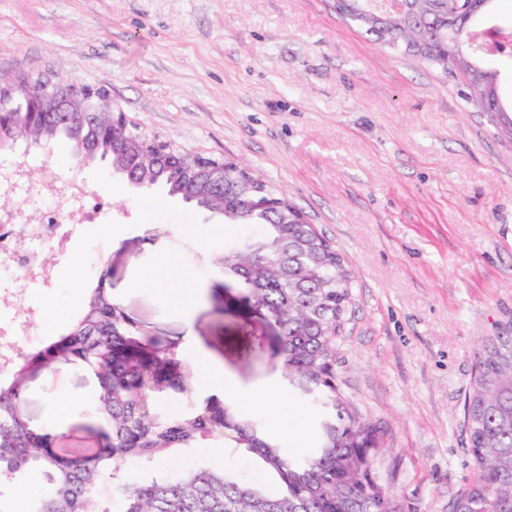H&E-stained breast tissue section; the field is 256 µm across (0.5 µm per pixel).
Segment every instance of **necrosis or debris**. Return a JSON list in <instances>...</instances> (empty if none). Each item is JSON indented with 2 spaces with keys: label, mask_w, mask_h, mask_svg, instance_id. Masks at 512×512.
<instances>
[{
  "label": "necrosis or debris",
  "mask_w": 512,
  "mask_h": 512,
  "mask_svg": "<svg viewBox=\"0 0 512 512\" xmlns=\"http://www.w3.org/2000/svg\"><path fill=\"white\" fill-rule=\"evenodd\" d=\"M38 167L56 183L53 206L45 208L41 221L32 225L27 248H17L11 235L13 225L21 223L30 203L46 195V188L33 187L28 176L29 165L20 162L7 174H0V281L23 279L40 288H51L56 281V267L47 261L42 243L52 240L57 254H64L81 228L75 216L92 221L101 216L100 205L91 203L85 182L77 176L66 181L56 178L60 168L58 151L40 155ZM40 318V311L28 302L13 305L8 317H0V378L7 370L5 360L13 346H26L31 328Z\"/></svg>",
  "instance_id": "obj_1"
}]
</instances>
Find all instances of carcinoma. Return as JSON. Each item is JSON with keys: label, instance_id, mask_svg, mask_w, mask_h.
Returning a JSON list of instances; mask_svg holds the SVG:
<instances>
[{"label": "carcinoma", "instance_id": "cac0c4a2", "mask_svg": "<svg viewBox=\"0 0 512 512\" xmlns=\"http://www.w3.org/2000/svg\"><path fill=\"white\" fill-rule=\"evenodd\" d=\"M337 12L373 41L434 51L425 63L443 68L450 52L466 58L465 97L484 112L503 115L495 92L496 72L483 67L485 54L471 48L472 18L448 22V0H410L409 13L390 12L383 0H344ZM28 77L0 75V106L27 107ZM118 147L135 151L150 143V188L173 197L193 189L184 177L182 150L139 125L118 131ZM36 143L52 139L72 158L104 142L90 117L78 120L54 112L26 130ZM210 209L235 227L258 224L259 235L224 245L219 263L246 290V298L280 324V353L290 380L308 394L321 415L317 447L289 455L271 442L256 419H243L221 400L200 399L195 373L186 367L162 377L179 359L174 343L143 334L111 302L106 273L85 294L78 318L67 333L34 351L20 353L11 377L0 382V512H16L22 483H44L48 492L30 498L27 512H394L388 491L373 469L381 444L379 431L362 421L336 389V340L340 335L351 275L343 258L314 225L297 214L288 199L258 175L224 161V187L212 188ZM150 349L153 364L137 368L122 354ZM80 361L101 382L99 395L82 411L108 424L91 456L51 451L53 437L31 430L16 410L29 373L58 363ZM170 393L179 401L171 412L159 408ZM470 451L477 475L465 484L451 512H512V330L483 341L465 403ZM221 441L245 448L277 476L273 489L241 479L223 468L207 467L139 484L121 479L133 461H163L178 448Z\"/></svg>", "mask_w": 512, "mask_h": 512}]
</instances>
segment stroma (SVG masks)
<instances>
[{
  "instance_id": "35a3bbf8",
  "label": "stroma",
  "mask_w": 512,
  "mask_h": 512,
  "mask_svg": "<svg viewBox=\"0 0 512 512\" xmlns=\"http://www.w3.org/2000/svg\"><path fill=\"white\" fill-rule=\"evenodd\" d=\"M0 74L53 75L108 92L116 109L182 149L231 158L280 189L344 256L354 275L338 338L336 383L384 435L374 470L396 512H450L476 475L464 403L482 339L512 327V135L468 106L460 85L345 25L335 0H0ZM102 223L85 225L54 291L28 289L41 311L33 345L58 338L88 287L107 289L146 334L197 345L239 385L270 387L300 433L240 406L279 445L313 447L315 418L289 382L276 328L225 276V242L258 229L159 189H130L104 165L83 170ZM190 264L191 317L136 286L161 257ZM79 362L30 375L16 407L55 448L93 452L102 427L58 420L97 394ZM218 465L270 487L243 448L208 441L139 462L128 483Z\"/></svg>"
}]
</instances>
